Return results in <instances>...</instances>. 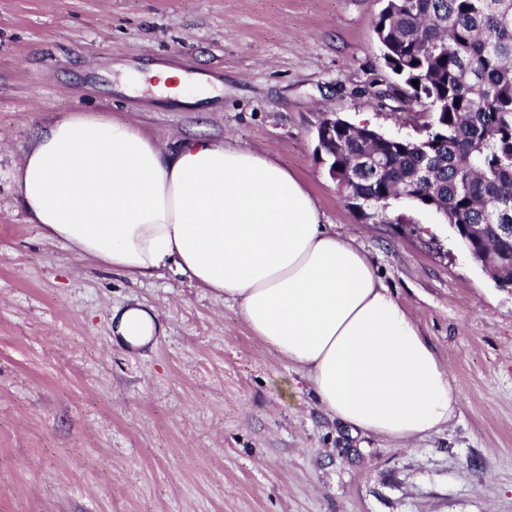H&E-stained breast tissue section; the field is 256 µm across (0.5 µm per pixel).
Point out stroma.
<instances>
[{"instance_id":"35a3bbf8","label":"stroma","mask_w":512,"mask_h":512,"mask_svg":"<svg viewBox=\"0 0 512 512\" xmlns=\"http://www.w3.org/2000/svg\"><path fill=\"white\" fill-rule=\"evenodd\" d=\"M382 0H0V512H512V288L440 215L347 206L318 128L330 115L413 137L375 96L394 76ZM217 97L148 87L153 65ZM94 112L169 145L256 151L355 238L455 380L459 415L400 444L351 430L253 336L237 307L175 271L130 279L47 241L12 177L43 126ZM159 331L134 348L114 309ZM115 336H121L132 347L149 343L156 334L157 324L154 316L140 303L125 307L112 316Z\"/></svg>"}]
</instances>
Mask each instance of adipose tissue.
<instances>
[{"label": "adipose tissue", "mask_w": 512, "mask_h": 512, "mask_svg": "<svg viewBox=\"0 0 512 512\" xmlns=\"http://www.w3.org/2000/svg\"><path fill=\"white\" fill-rule=\"evenodd\" d=\"M14 179L48 240L134 279L176 269L235 303L351 429L408 442L457 417L455 381L409 310L323 224L304 185L262 154L200 136L163 146L77 112L40 131ZM112 321L134 347L157 330L138 303Z\"/></svg>", "instance_id": "ef3b65f1"}]
</instances>
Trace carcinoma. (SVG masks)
<instances>
[{
  "instance_id": "carcinoma-1",
  "label": "carcinoma",
  "mask_w": 512,
  "mask_h": 512,
  "mask_svg": "<svg viewBox=\"0 0 512 512\" xmlns=\"http://www.w3.org/2000/svg\"><path fill=\"white\" fill-rule=\"evenodd\" d=\"M375 32L397 76L377 96L421 107L424 135L377 143L338 118L320 145L328 173L383 223L394 200L432 199L471 256H491L492 277L512 282V0H388ZM365 154L383 170L356 167Z\"/></svg>"
}]
</instances>
